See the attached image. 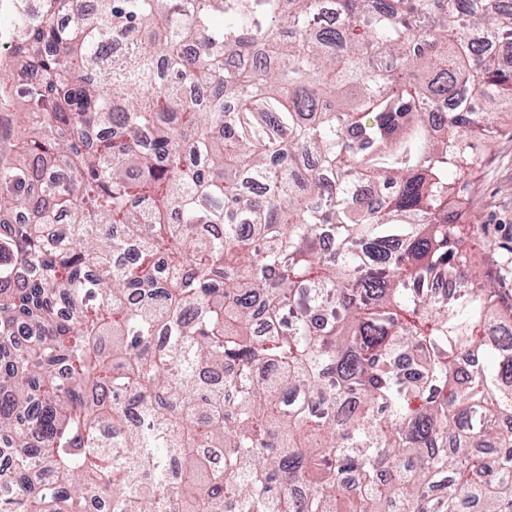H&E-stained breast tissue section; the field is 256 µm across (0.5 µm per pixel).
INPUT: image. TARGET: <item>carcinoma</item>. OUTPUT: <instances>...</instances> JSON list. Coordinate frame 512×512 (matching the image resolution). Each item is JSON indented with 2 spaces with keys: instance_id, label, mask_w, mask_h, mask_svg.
I'll use <instances>...</instances> for the list:
<instances>
[{
  "instance_id": "cac0c4a2",
  "label": "carcinoma",
  "mask_w": 512,
  "mask_h": 512,
  "mask_svg": "<svg viewBox=\"0 0 512 512\" xmlns=\"http://www.w3.org/2000/svg\"><path fill=\"white\" fill-rule=\"evenodd\" d=\"M9 40L0 512H512V306L460 223L512 8L13 0ZM21 112H24L22 99L14 93L0 98V158L13 156Z\"/></svg>"
}]
</instances>
